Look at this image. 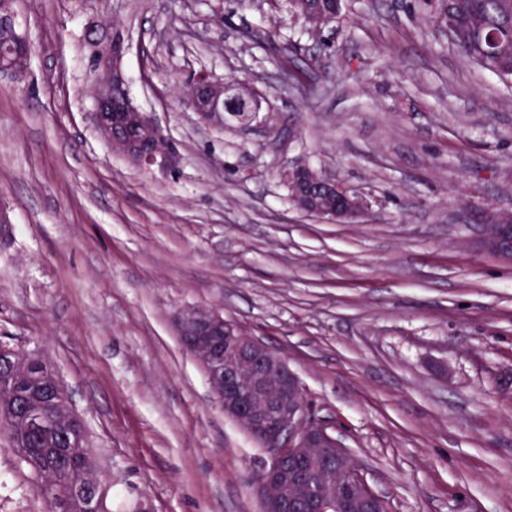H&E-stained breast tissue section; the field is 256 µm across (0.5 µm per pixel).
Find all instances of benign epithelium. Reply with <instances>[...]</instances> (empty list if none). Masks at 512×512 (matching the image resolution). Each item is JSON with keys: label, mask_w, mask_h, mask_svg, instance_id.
<instances>
[{"label": "benign epithelium", "mask_w": 512, "mask_h": 512, "mask_svg": "<svg viewBox=\"0 0 512 512\" xmlns=\"http://www.w3.org/2000/svg\"><path fill=\"white\" fill-rule=\"evenodd\" d=\"M125 40L115 32L89 47L94 88L91 112L97 135L129 163L150 170L169 167L174 159L169 140L149 113L135 106L126 90L122 59ZM9 68L0 72L22 77L32 56L25 40L11 51ZM189 104L206 122H222L226 80L202 71L192 80ZM292 188V202L300 211L328 222H351L373 206L371 196L310 165L298 162L283 173ZM481 225L483 250L512 260V207L490 205L470 210ZM177 335L203 367L224 416L238 424L267 452L261 465L263 512H338L336 475L347 472L349 452L327 428L307 414V402L287 363L259 341L239 334L216 313L190 309L176 319ZM23 372L47 373L53 404L68 401L56 370L43 361L28 363ZM56 420L55 410L37 406L28 411L30 429ZM100 493L78 485L73 496L83 512H100L101 493L109 482L96 474L89 479ZM380 496L365 487L357 512H381Z\"/></svg>", "instance_id": "obj_1"}]
</instances>
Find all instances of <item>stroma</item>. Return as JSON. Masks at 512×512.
Returning a JSON list of instances; mask_svg holds the SVG:
<instances>
[{
	"mask_svg": "<svg viewBox=\"0 0 512 512\" xmlns=\"http://www.w3.org/2000/svg\"><path fill=\"white\" fill-rule=\"evenodd\" d=\"M414 7L342 0L310 35L269 0H18L36 52L0 75V344L59 374L107 512H262L265 452L182 347L189 308L287 362L388 512H512V262L465 210L512 203V82ZM116 25L172 168L131 165L90 122L87 44ZM313 56L318 93L284 89ZM202 68L250 82V125L193 111ZM299 161L371 212L299 211L281 177ZM47 510L0 439V512Z\"/></svg>",
	"mask_w": 512,
	"mask_h": 512,
	"instance_id": "1",
	"label": "stroma"
}]
</instances>
